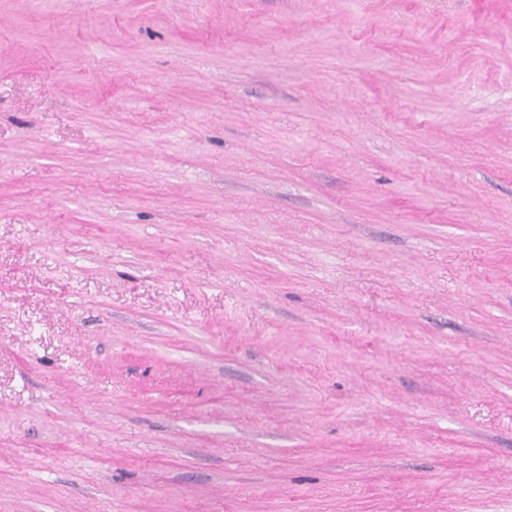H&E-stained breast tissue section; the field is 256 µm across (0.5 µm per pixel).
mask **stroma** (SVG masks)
I'll return each mask as SVG.
<instances>
[{
	"mask_svg": "<svg viewBox=\"0 0 512 512\" xmlns=\"http://www.w3.org/2000/svg\"><path fill=\"white\" fill-rule=\"evenodd\" d=\"M0 512H512V0H0Z\"/></svg>",
	"mask_w": 512,
	"mask_h": 512,
	"instance_id": "stroma-1",
	"label": "stroma"
}]
</instances>
